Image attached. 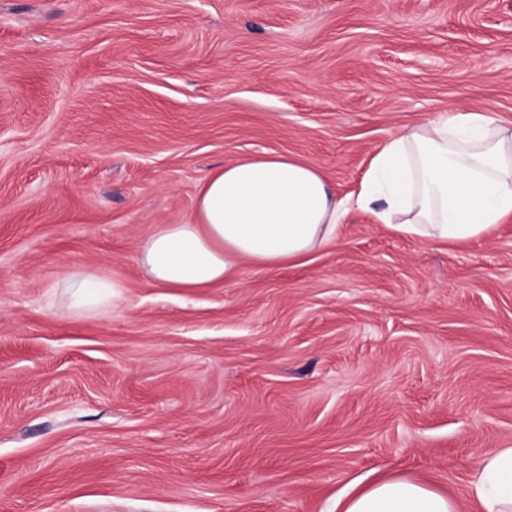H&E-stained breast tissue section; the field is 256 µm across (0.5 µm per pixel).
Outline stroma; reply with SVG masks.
<instances>
[{"label":"stroma","mask_w":512,"mask_h":512,"mask_svg":"<svg viewBox=\"0 0 512 512\" xmlns=\"http://www.w3.org/2000/svg\"><path fill=\"white\" fill-rule=\"evenodd\" d=\"M512 125V0H0V512H323L512 446V217L419 242L351 211L190 294L134 261L262 152L357 193L399 128ZM92 268L126 301L71 313Z\"/></svg>","instance_id":"stroma-1"}]
</instances>
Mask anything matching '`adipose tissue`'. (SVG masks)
<instances>
[{"label": "adipose tissue", "mask_w": 512, "mask_h": 512, "mask_svg": "<svg viewBox=\"0 0 512 512\" xmlns=\"http://www.w3.org/2000/svg\"><path fill=\"white\" fill-rule=\"evenodd\" d=\"M420 241L487 235L512 216V128L483 112L438 114L398 129L374 149L360 191L339 198L317 165L281 153L243 157L211 171L193 211L158 224L136 246L147 286L194 291L227 282L243 265L303 261L336 237L351 209ZM68 308L93 313L124 298V283L86 269L63 280ZM468 499L476 512H512V447L477 458ZM326 512H462V504L394 473L337 496Z\"/></svg>", "instance_id": "adipose-tissue-1"}]
</instances>
